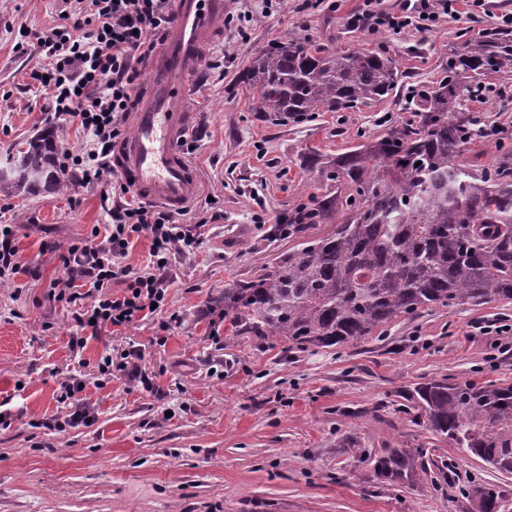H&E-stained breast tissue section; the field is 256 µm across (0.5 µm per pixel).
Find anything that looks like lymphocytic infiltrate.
Listing matches in <instances>:
<instances>
[{"mask_svg":"<svg viewBox=\"0 0 512 512\" xmlns=\"http://www.w3.org/2000/svg\"><path fill=\"white\" fill-rule=\"evenodd\" d=\"M60 25L37 36L47 64L44 88L58 121L78 125L84 147L63 155L65 171L98 180L111 169L112 148L125 132L136 101V60L149 56L160 35L174 21V0H61ZM459 0H399L396 12L367 9L351 23L396 31L409 26L432 29L445 18L458 17ZM126 184H116L105 210L109 222L90 237L71 242L63 258L67 278L51 283L49 296L75 309L80 330L93 323L119 327L147 317L166 300V270L172 253L194 251L200 225L178 223L164 209L130 197ZM148 235L150 260L140 272L119 266L114 254L128 252L133 238ZM124 282L122 293L113 283Z\"/></svg>","mask_w":512,"mask_h":512,"instance_id":"obj_1","label":"lymphocytic infiltrate"}]
</instances>
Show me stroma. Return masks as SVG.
<instances>
[{"mask_svg": "<svg viewBox=\"0 0 512 512\" xmlns=\"http://www.w3.org/2000/svg\"><path fill=\"white\" fill-rule=\"evenodd\" d=\"M221 36L204 54L186 100L193 119L183 151L197 170L199 196L177 211L180 223L203 212L193 253L171 255L167 304L121 327L100 326L73 347V307L49 300L65 279L61 250L109 217L103 198L120 182L110 172L68 190L29 196L0 192V225H12L26 272L0 282V512H463L459 487L476 481L512 494V476L414 423L402 395L430 379L512 384V303L436 308L387 327L381 338L284 352L268 336H235L223 321L224 288L262 266L275 267L294 239L274 235L297 203L328 192L301 158L331 159L412 117L410 86L443 78L456 33L495 29L512 0H483L474 18L433 30L351 25L365 0H227ZM59 23L56 0H0V160L52 131L59 151H78L84 133L51 118L50 95L31 74L45 61L23 29ZM311 37L382 49L404 73L385 100L351 112H320L295 124L261 117L237 78L275 40ZM501 94L469 102L480 139L464 157L489 164L512 150V76L493 77ZM492 333H485V326ZM153 379L145 391L121 366L125 352ZM111 356L112 373L98 362ZM77 376L93 417L58 432L62 381ZM359 445L342 448L341 436ZM423 446L449 480L410 486L374 477L368 457L386 444Z\"/></svg>", "mask_w": 512, "mask_h": 512, "instance_id": "35a3bbf8", "label": "stroma"}]
</instances>
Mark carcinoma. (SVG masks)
<instances>
[{"instance_id":"cac0c4a2","label":"carcinoma","mask_w":512,"mask_h":512,"mask_svg":"<svg viewBox=\"0 0 512 512\" xmlns=\"http://www.w3.org/2000/svg\"><path fill=\"white\" fill-rule=\"evenodd\" d=\"M458 38L446 76L420 101L419 123L403 121L331 163L315 151L303 155V166L336 183V192L310 197L288 224V236L300 242L274 269L224 288L234 335H271L289 350L333 348L433 308L512 303V163L461 160L482 137L465 102L486 79L512 74V29L462 30ZM401 80L389 55L309 39L268 44L238 77L253 111L297 123L387 98ZM56 156L52 135L29 140L0 167V191L34 195L65 186ZM342 208L352 220L306 238L311 224ZM408 401L426 430L512 474V385L431 379L416 384ZM371 463L375 477L403 485L429 475L424 452L400 443ZM462 495L475 499L477 512H512L494 485Z\"/></svg>"}]
</instances>
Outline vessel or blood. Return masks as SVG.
I'll return each instance as SVG.
<instances>
[{
  "mask_svg": "<svg viewBox=\"0 0 512 512\" xmlns=\"http://www.w3.org/2000/svg\"><path fill=\"white\" fill-rule=\"evenodd\" d=\"M224 0H175V22L149 65L151 94L129 122L134 132L112 150V167L141 198L181 210L199 192L198 177L180 142L190 115L182 77L193 73L215 41Z\"/></svg>",
  "mask_w": 512,
  "mask_h": 512,
  "instance_id": "1",
  "label": "vessel or blood"
}]
</instances>
